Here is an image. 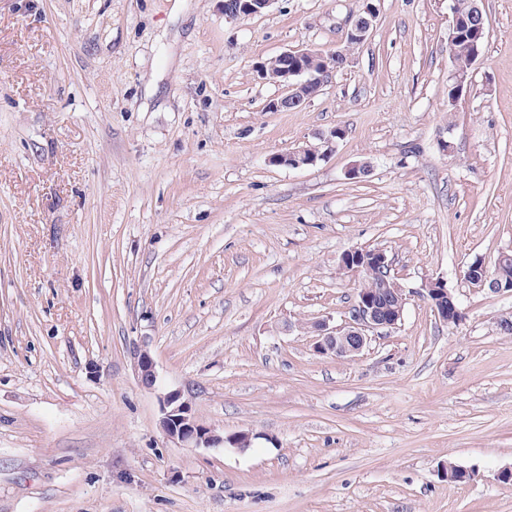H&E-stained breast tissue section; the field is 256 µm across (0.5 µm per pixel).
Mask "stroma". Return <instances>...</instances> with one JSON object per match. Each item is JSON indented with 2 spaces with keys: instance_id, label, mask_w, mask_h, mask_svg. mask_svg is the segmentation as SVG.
<instances>
[{
  "instance_id": "stroma-1",
  "label": "stroma",
  "mask_w": 512,
  "mask_h": 512,
  "mask_svg": "<svg viewBox=\"0 0 512 512\" xmlns=\"http://www.w3.org/2000/svg\"><path fill=\"white\" fill-rule=\"evenodd\" d=\"M362 5L0 0V512H512V294L462 282L512 246V0H484L457 102L450 0H379L316 96L264 111L284 88L256 64L343 45ZM337 128L316 165L271 164ZM357 247L403 319L319 355L285 326L350 322ZM438 276L459 322L413 293ZM175 389L254 444L168 440ZM229 0H221L224 6V15L229 18L252 17L265 13L276 0H233V5L228 6ZM134 369L141 381L152 387L157 382L156 365L146 349L133 348Z\"/></svg>"
}]
</instances>
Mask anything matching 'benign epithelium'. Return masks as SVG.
Instances as JSON below:
<instances>
[{"instance_id":"1","label":"benign epithelium","mask_w":512,"mask_h":512,"mask_svg":"<svg viewBox=\"0 0 512 512\" xmlns=\"http://www.w3.org/2000/svg\"><path fill=\"white\" fill-rule=\"evenodd\" d=\"M224 15L229 18L252 17L265 13L276 0H235L228 5L221 0ZM452 19L448 28V41L455 40L459 22H464L471 30L474 41L485 37L486 16L483 0H471L467 16L456 12V4H451ZM378 17L373 0H365L363 9L346 33V45L325 53L312 47L289 49L277 57L260 62L255 71L259 78L278 83L285 87V93L266 101L265 112H285L303 106L323 87L330 74L328 63L334 59L343 64L348 62L350 47L364 43L372 34ZM455 97H460L469 87L471 67H463L452 62ZM324 153L315 148L297 147L273 155L270 162L276 166L302 168L316 164ZM512 263V250L501 251L497 257L487 262L475 259L463 272L466 286L476 281L493 293L512 292V280H504L503 268ZM339 269L347 275L361 276L374 270L389 277V262L386 254L379 249L355 248L343 253L338 261ZM416 294L430 302L434 315L444 323H456L462 317L455 293L448 288L442 277L428 278L422 282ZM406 293H401L396 306L383 309L378 304V294L360 291L356 295L352 322L344 326L331 327L324 320L313 323L316 339L314 351L320 355L356 360L366 347L370 333L382 328H394L403 318ZM134 369L141 381L152 387L157 382L156 365L145 349L133 348ZM160 427L164 435L188 448H215L220 444L230 445L241 450L251 446L258 434L239 432L220 436L212 429L197 422L192 404L176 389L159 396Z\"/></svg>"}]
</instances>
